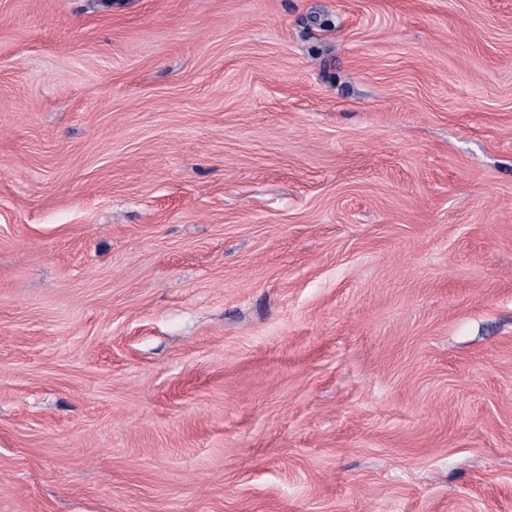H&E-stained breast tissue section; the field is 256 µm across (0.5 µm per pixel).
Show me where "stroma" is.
<instances>
[{"mask_svg": "<svg viewBox=\"0 0 512 512\" xmlns=\"http://www.w3.org/2000/svg\"><path fill=\"white\" fill-rule=\"evenodd\" d=\"M0 512H512V0H0Z\"/></svg>", "mask_w": 512, "mask_h": 512, "instance_id": "1", "label": "stroma"}]
</instances>
